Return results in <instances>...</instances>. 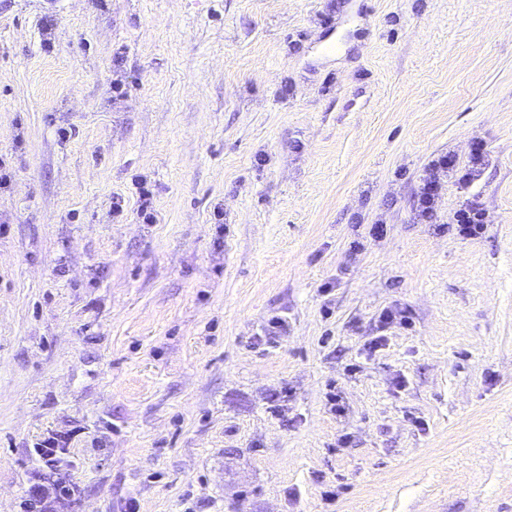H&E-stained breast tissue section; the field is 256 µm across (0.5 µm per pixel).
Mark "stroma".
Segmentation results:
<instances>
[{"mask_svg":"<svg viewBox=\"0 0 512 512\" xmlns=\"http://www.w3.org/2000/svg\"><path fill=\"white\" fill-rule=\"evenodd\" d=\"M0 170V512H512V0H0ZM448 156H439L429 163L428 176L420 190L416 210L421 220L427 222L434 216L436 202L441 189L442 177L448 176V170H453ZM486 217L483 210L476 206H468L458 210L455 214L456 235L462 239L479 236L485 229ZM70 479V473H67L63 470L53 468L51 466H47L46 469H43L37 477L31 480L30 486L28 488V501L31 506L28 509V512H39V502L50 486L59 484L61 482L70 481ZM73 487L74 486L71 480L67 485H60L55 487L53 491L56 497L60 495L70 496L71 492L73 491ZM58 504L67 505L70 507V501L66 496H60V498L56 501V506Z\"/></svg>","mask_w":512,"mask_h":512,"instance_id":"obj_1","label":"stroma"}]
</instances>
